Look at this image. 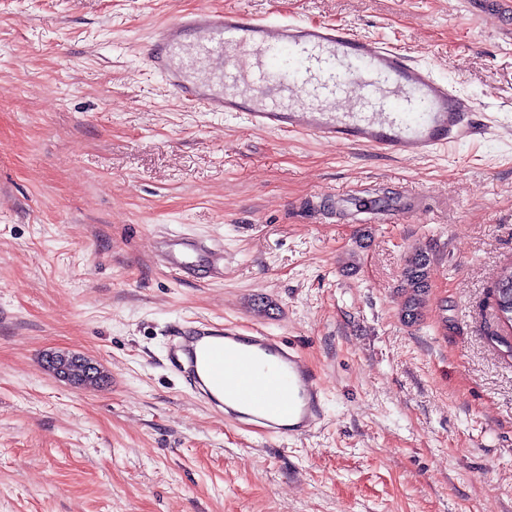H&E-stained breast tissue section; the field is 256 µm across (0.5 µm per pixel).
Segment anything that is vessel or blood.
Segmentation results:
<instances>
[{
	"label": "vessel or blood",
	"instance_id": "vessel-or-blood-1",
	"mask_svg": "<svg viewBox=\"0 0 512 512\" xmlns=\"http://www.w3.org/2000/svg\"><path fill=\"white\" fill-rule=\"evenodd\" d=\"M146 57L182 101L242 117L254 130L393 158H422L480 132L472 96L401 49L332 22L189 12L154 30ZM159 257L186 278L203 265L224 272L223 246L201 239L170 236ZM167 354L199 399L267 437L306 435L322 418L316 372L277 337L183 324L170 333Z\"/></svg>",
	"mask_w": 512,
	"mask_h": 512
}]
</instances>
